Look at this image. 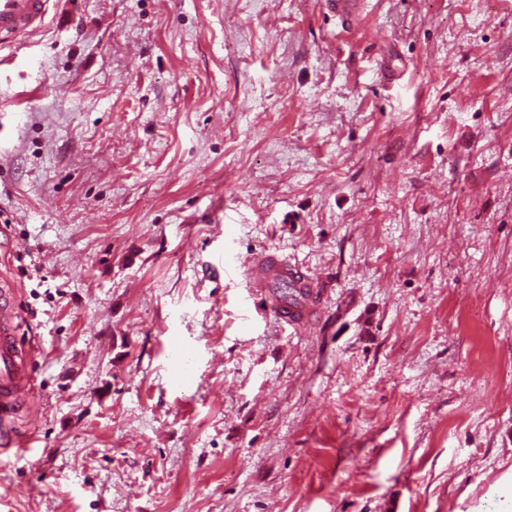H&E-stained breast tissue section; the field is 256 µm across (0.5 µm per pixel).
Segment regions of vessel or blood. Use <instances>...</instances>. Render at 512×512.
Returning <instances> with one entry per match:
<instances>
[{
    "label": "vessel or blood",
    "mask_w": 512,
    "mask_h": 512,
    "mask_svg": "<svg viewBox=\"0 0 512 512\" xmlns=\"http://www.w3.org/2000/svg\"><path fill=\"white\" fill-rule=\"evenodd\" d=\"M50 0H0V45L40 27ZM328 9L345 27L358 25L364 0H326ZM251 285L263 295L276 318L296 325L308 320L321 295L313 279L275 254H265L248 265ZM296 282L297 302L276 296L275 283ZM19 311L14 289L0 286V448H23L26 438L14 434L12 424L34 390L30 368L32 352L18 340Z\"/></svg>",
    "instance_id": "vessel-or-blood-1"
}]
</instances>
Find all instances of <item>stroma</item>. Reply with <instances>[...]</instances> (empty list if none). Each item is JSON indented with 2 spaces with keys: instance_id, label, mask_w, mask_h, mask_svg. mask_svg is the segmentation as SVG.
I'll return each mask as SVG.
<instances>
[{
  "instance_id": "1",
  "label": "stroma",
  "mask_w": 512,
  "mask_h": 512,
  "mask_svg": "<svg viewBox=\"0 0 512 512\" xmlns=\"http://www.w3.org/2000/svg\"><path fill=\"white\" fill-rule=\"evenodd\" d=\"M58 0L0 47V512L512 501V0ZM323 304L280 323L224 256ZM326 4L346 28L359 24L364 10V0H326ZM252 288L263 295L276 318L284 324L296 325L308 320L311 312L319 304L321 295L314 288V281L295 265L276 254H265L255 258L248 264ZM295 281L299 298L289 303L275 295L273 285L281 281ZM19 311L14 288L0 286V448L23 450L27 439L12 424L34 390L32 350L18 340Z\"/></svg>"
}]
</instances>
